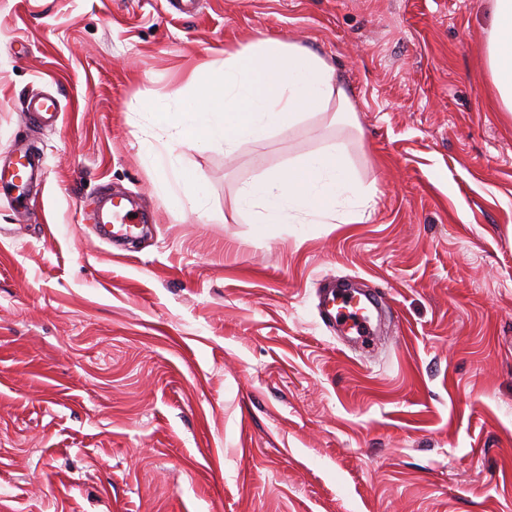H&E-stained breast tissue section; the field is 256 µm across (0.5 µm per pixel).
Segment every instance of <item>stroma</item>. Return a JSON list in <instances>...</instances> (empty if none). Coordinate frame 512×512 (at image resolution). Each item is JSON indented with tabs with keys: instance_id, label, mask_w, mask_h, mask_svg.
Segmentation results:
<instances>
[{
	"instance_id": "obj_1",
	"label": "stroma",
	"mask_w": 512,
	"mask_h": 512,
	"mask_svg": "<svg viewBox=\"0 0 512 512\" xmlns=\"http://www.w3.org/2000/svg\"><path fill=\"white\" fill-rule=\"evenodd\" d=\"M0 0V505L6 512H512V114L490 88L491 0ZM296 43L336 69L317 113L234 152L172 141L225 46ZM32 94L61 114H26ZM348 144L352 224H256L254 175ZM193 173L201 210L168 172ZM147 222L102 240V197ZM380 293L382 339L319 295ZM16 178L17 174H14L13 171L11 174L5 173L3 166L0 169V193L3 192L5 195L11 196L19 209H25L27 202L25 186L18 184Z\"/></svg>"
}]
</instances>
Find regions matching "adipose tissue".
I'll use <instances>...</instances> for the list:
<instances>
[{
  "instance_id": "adipose-tissue-1",
  "label": "adipose tissue",
  "mask_w": 512,
  "mask_h": 512,
  "mask_svg": "<svg viewBox=\"0 0 512 512\" xmlns=\"http://www.w3.org/2000/svg\"><path fill=\"white\" fill-rule=\"evenodd\" d=\"M489 70L499 105L512 112V0H493ZM193 105L158 113L176 138L234 151L244 140L260 142L301 121L306 113L335 106V120L351 105L329 62L292 43L254 42L225 50L224 65L190 76ZM372 186L351 178L343 143L326 144L301 163L260 174L241 191L238 204L261 224H331L346 203L372 200Z\"/></svg>"
}]
</instances>
